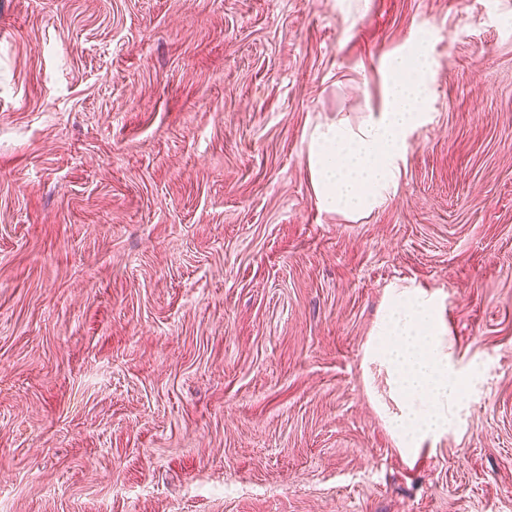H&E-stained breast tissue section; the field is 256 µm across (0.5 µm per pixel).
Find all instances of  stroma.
I'll use <instances>...</instances> for the list:
<instances>
[{
    "mask_svg": "<svg viewBox=\"0 0 512 512\" xmlns=\"http://www.w3.org/2000/svg\"><path fill=\"white\" fill-rule=\"evenodd\" d=\"M418 38L395 191L321 211ZM398 288L464 382L411 454ZM0 512H512V0H0ZM385 62L382 103L354 127L318 124L307 143L310 183L321 210L354 218L382 207L400 176L407 135L424 117L429 57L423 42ZM412 66L414 76L407 72Z\"/></svg>",
    "mask_w": 512,
    "mask_h": 512,
    "instance_id": "obj_1",
    "label": "stroma"
}]
</instances>
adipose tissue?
I'll use <instances>...</instances> for the list:
<instances>
[{"label":"adipose tissue","instance_id":"adipose-tissue-1","mask_svg":"<svg viewBox=\"0 0 512 512\" xmlns=\"http://www.w3.org/2000/svg\"><path fill=\"white\" fill-rule=\"evenodd\" d=\"M430 69L424 45L385 62L382 103L359 126L316 125L307 143L310 183L321 210L352 218L382 207L400 176L407 135L424 117ZM375 356L394 378L404 408L396 420L406 451L447 432L448 411L462 398V378L448 354L439 312L418 289L396 292ZM428 407L417 412L414 399Z\"/></svg>","mask_w":512,"mask_h":512}]
</instances>
